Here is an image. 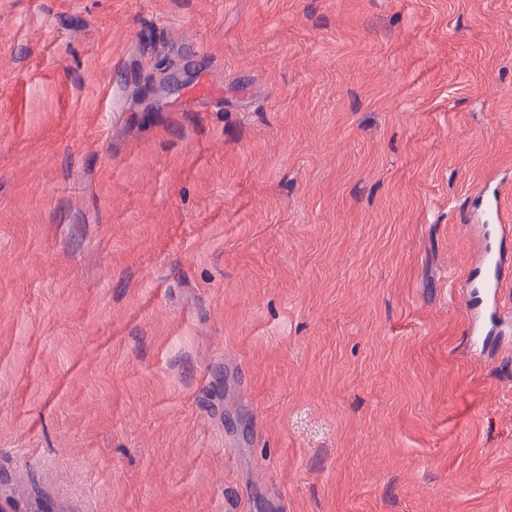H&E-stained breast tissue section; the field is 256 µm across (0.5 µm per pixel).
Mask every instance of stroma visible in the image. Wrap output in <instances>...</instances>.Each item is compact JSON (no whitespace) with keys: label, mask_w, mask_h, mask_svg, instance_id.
<instances>
[{"label":"stroma","mask_w":512,"mask_h":512,"mask_svg":"<svg viewBox=\"0 0 512 512\" xmlns=\"http://www.w3.org/2000/svg\"><path fill=\"white\" fill-rule=\"evenodd\" d=\"M488 184L512 225V0H0V473L47 512H512ZM506 227L508 232H505ZM502 236L498 245L494 248L486 245L479 257V282L481 295L486 309L496 307L500 295V289L505 274V268L511 258V237L510 225H500Z\"/></svg>","instance_id":"obj_1"}]
</instances>
